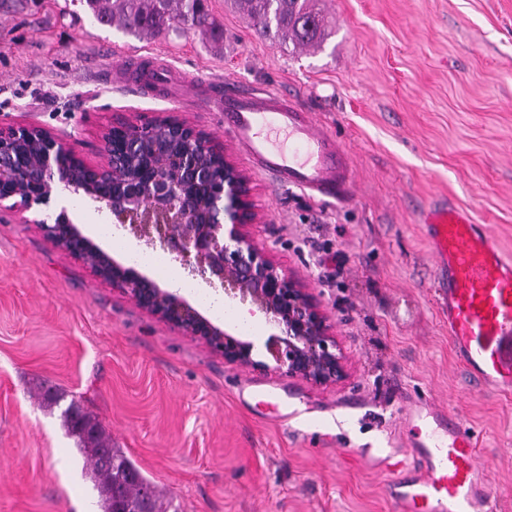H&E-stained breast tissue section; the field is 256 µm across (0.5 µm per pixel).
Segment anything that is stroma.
Returning <instances> with one entry per match:
<instances>
[{"label": "stroma", "instance_id": "stroma-1", "mask_svg": "<svg viewBox=\"0 0 512 512\" xmlns=\"http://www.w3.org/2000/svg\"><path fill=\"white\" fill-rule=\"evenodd\" d=\"M319 6L330 37L296 51L232 0L208 2L217 42L138 39L82 0H0V129L39 124L91 165L118 119L202 129L248 176L256 240L312 289L348 361L327 386L225 364L57 245L42 227L54 208L0 214V512L98 508L43 383L83 405L168 512H392L383 460L404 451L403 400L423 395L474 427L496 512H512V395L455 360L419 224L448 200L512 256V0ZM225 79L315 112L352 158L354 202L257 173L221 113L198 108Z\"/></svg>", "mask_w": 512, "mask_h": 512}]
</instances>
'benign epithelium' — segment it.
I'll use <instances>...</instances> for the list:
<instances>
[{
  "instance_id": "7a95c632",
  "label": "benign epithelium",
  "mask_w": 512,
  "mask_h": 512,
  "mask_svg": "<svg viewBox=\"0 0 512 512\" xmlns=\"http://www.w3.org/2000/svg\"><path fill=\"white\" fill-rule=\"evenodd\" d=\"M103 162L85 163L53 133L22 125L0 134V212L25 222L33 207L58 209L47 235L135 302L171 326L206 341L227 364L274 371L313 385L338 384L347 359L315 295L287 272L251 233L258 213L249 179L209 136L174 117L140 125L117 120L102 138ZM211 165L201 166L199 155ZM83 192L110 223L163 253L229 300L250 302L278 334L255 345L214 325L182 296L162 289L84 236L62 200Z\"/></svg>"
}]
</instances>
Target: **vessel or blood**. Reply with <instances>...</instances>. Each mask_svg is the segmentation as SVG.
I'll use <instances>...</instances> for the list:
<instances>
[{"label":"vessel or blood","mask_w":512,"mask_h":512,"mask_svg":"<svg viewBox=\"0 0 512 512\" xmlns=\"http://www.w3.org/2000/svg\"><path fill=\"white\" fill-rule=\"evenodd\" d=\"M224 129L273 184L339 203L353 199L350 157L299 100L267 87L225 83L213 101ZM438 271L439 308L455 355L481 385L512 391V259L465 210L444 203L423 213ZM405 420L432 421L410 443V461L389 460L393 512H494L474 429L427 398L409 401Z\"/></svg>","instance_id":"1"}]
</instances>
